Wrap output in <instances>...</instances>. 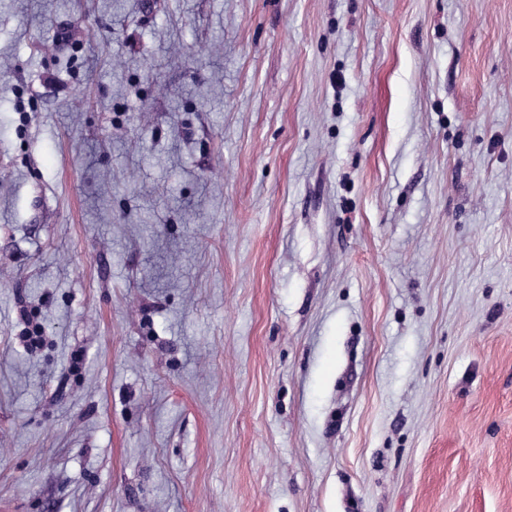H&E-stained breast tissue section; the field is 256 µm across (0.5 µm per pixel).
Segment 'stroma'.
Returning <instances> with one entry per match:
<instances>
[{
	"instance_id": "stroma-1",
	"label": "stroma",
	"mask_w": 512,
	"mask_h": 512,
	"mask_svg": "<svg viewBox=\"0 0 512 512\" xmlns=\"http://www.w3.org/2000/svg\"><path fill=\"white\" fill-rule=\"evenodd\" d=\"M0 512H512V0H0Z\"/></svg>"
}]
</instances>
